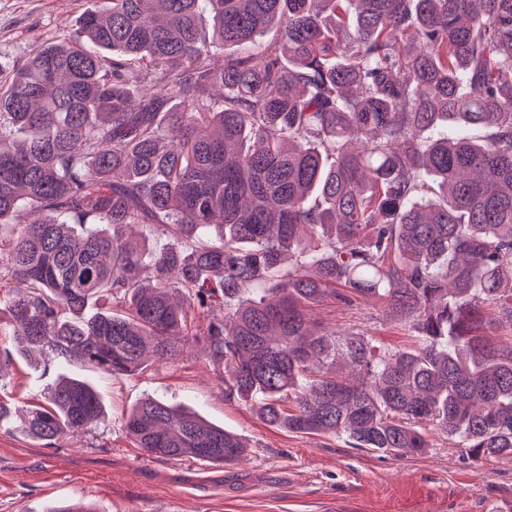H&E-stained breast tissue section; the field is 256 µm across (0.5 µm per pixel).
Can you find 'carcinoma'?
<instances>
[{
  "label": "carcinoma",
  "instance_id": "1",
  "mask_svg": "<svg viewBox=\"0 0 512 512\" xmlns=\"http://www.w3.org/2000/svg\"><path fill=\"white\" fill-rule=\"evenodd\" d=\"M128 225L167 240L151 262ZM0 289L8 359L132 376L183 336L265 424L512 455V0H103L0 86ZM326 296L384 300L413 345L336 339ZM48 400L18 425L47 444L103 414L84 380ZM123 422L156 457L249 448L160 399Z\"/></svg>",
  "mask_w": 512,
  "mask_h": 512
}]
</instances>
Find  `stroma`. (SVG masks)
Returning <instances> with one entry per match:
<instances>
[{
  "instance_id": "stroma-1",
  "label": "stroma",
  "mask_w": 512,
  "mask_h": 512,
  "mask_svg": "<svg viewBox=\"0 0 512 512\" xmlns=\"http://www.w3.org/2000/svg\"><path fill=\"white\" fill-rule=\"evenodd\" d=\"M90 3L0 0V78L25 65L36 47L68 36ZM311 314L340 337L355 330L382 348L411 343L374 298L350 307L329 298ZM220 372L197 344L123 378L77 359L45 366L16 357L0 364V403L13 411L46 403L63 376L89 382L103 406L88 432L61 434L50 445L23 434L14 419L0 422V512H52L71 503L94 512H512V457L473 460L436 431L424 453L400 459L291 433L262 423L251 403L227 398ZM148 398L243 435L246 459L217 465L147 455L122 418Z\"/></svg>"
}]
</instances>
